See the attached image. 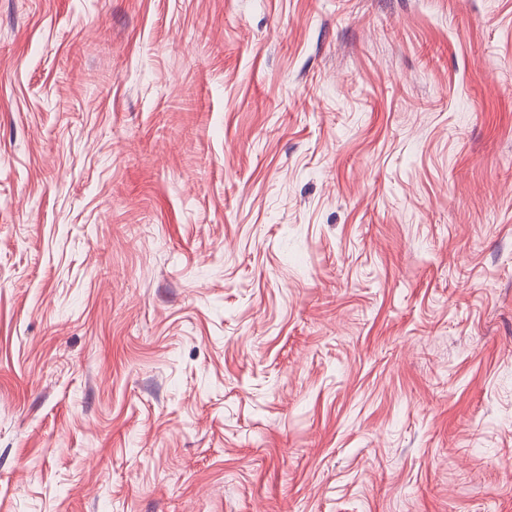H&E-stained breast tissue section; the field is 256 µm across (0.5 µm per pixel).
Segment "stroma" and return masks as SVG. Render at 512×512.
Segmentation results:
<instances>
[{"mask_svg":"<svg viewBox=\"0 0 512 512\" xmlns=\"http://www.w3.org/2000/svg\"><path fill=\"white\" fill-rule=\"evenodd\" d=\"M0 512H512V0H0Z\"/></svg>","mask_w":512,"mask_h":512,"instance_id":"obj_1","label":"stroma"}]
</instances>
